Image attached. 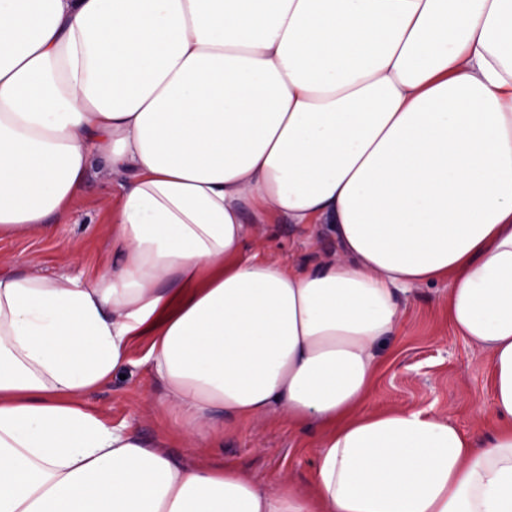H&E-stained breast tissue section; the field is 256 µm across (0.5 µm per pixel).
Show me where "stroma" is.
I'll return each mask as SVG.
<instances>
[{
    "mask_svg": "<svg viewBox=\"0 0 512 512\" xmlns=\"http://www.w3.org/2000/svg\"><path fill=\"white\" fill-rule=\"evenodd\" d=\"M103 163H95L67 214L56 221L52 237L0 238V263L45 275L69 273L92 277L110 260L101 232L111 212L112 185L103 175ZM259 243H247V251L262 249L269 257L297 267L312 257L336 255L340 245L329 225L305 227L276 219L261 225ZM78 243L80 262L66 255L69 243ZM448 280L418 287L406 308L399 333L387 337L379 356L383 364L373 382L378 409L421 410L448 419L467 434L488 436L497 427L486 354L455 336L448 325ZM144 341H135L122 376L113 377L87 396L88 403L112 424H127L145 440L167 435L166 451L174 458L214 464L231 461L242 467L259 485L273 484L281 475L307 482L313 472L319 427L309 422L291 428L279 414L225 435L220 448H191L173 436L170 418L149 411L145 396H160L161 387L141 359Z\"/></svg>",
    "mask_w": 512,
    "mask_h": 512,
    "instance_id": "stroma-1",
    "label": "stroma"
}]
</instances>
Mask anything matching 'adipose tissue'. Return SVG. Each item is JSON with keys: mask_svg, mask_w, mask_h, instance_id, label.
<instances>
[{"mask_svg": "<svg viewBox=\"0 0 512 512\" xmlns=\"http://www.w3.org/2000/svg\"><path fill=\"white\" fill-rule=\"evenodd\" d=\"M116 176L92 278L0 264V512H512V0H0V236ZM331 225L296 268L269 217ZM489 356L483 444L373 409L414 289ZM194 448L280 412L309 487L185 464L84 401L133 342Z\"/></svg>", "mask_w": 512, "mask_h": 512, "instance_id": "1", "label": "adipose tissue"}]
</instances>
